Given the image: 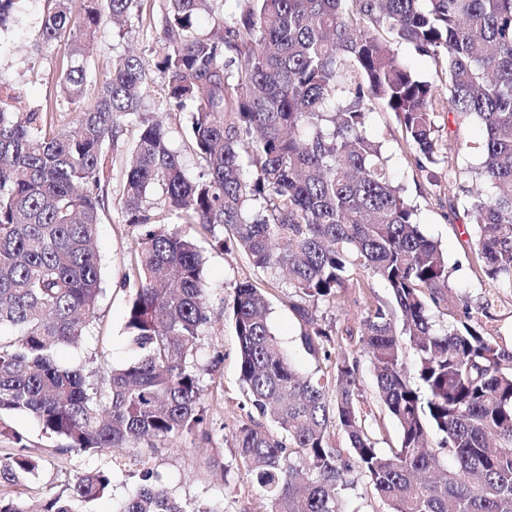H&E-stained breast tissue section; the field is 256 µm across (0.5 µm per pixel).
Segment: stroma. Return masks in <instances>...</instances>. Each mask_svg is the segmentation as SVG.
Here are the masks:
<instances>
[{
	"instance_id": "1",
	"label": "stroma",
	"mask_w": 512,
	"mask_h": 512,
	"mask_svg": "<svg viewBox=\"0 0 512 512\" xmlns=\"http://www.w3.org/2000/svg\"><path fill=\"white\" fill-rule=\"evenodd\" d=\"M159 11L157 0H143L142 12L116 24L104 18L103 35L94 46L92 66L95 83L89 86L85 105L95 101L96 85L109 76L112 61L126 51L150 57L156 48L153 19ZM45 0H19L17 21L0 33V81L19 88L27 107H39L60 99L58 76L64 63L61 48L41 44ZM159 90H152L144 107L151 118L163 121L172 135L190 176L202 171L187 140V115L158 110ZM436 136L440 142L454 137L467 138L464 152L449 155L438 164L418 169L413 157L401 149V128L395 113L378 110L369 116V130L383 142L391 157L392 176L402 186L406 201L417 210L422 232L439 243L448 263V303L435 313L439 325L458 319L463 304H470L490 335L491 341L512 351V287L492 283L483 271L477 255V226L470 215V191L475 187V170L482 162L484 132L474 120L449 121L447 113L435 115ZM139 226L127 223L120 208H113L98 229L97 248L101 257L105 292L98 319L80 345L60 351L66 364L86 363L97 356L114 365L128 362L131 355L125 339L126 313L131 295L126 275L133 260ZM204 277L210 287L211 323L204 346L198 354L206 387L207 418L192 432L166 440H151L145 458L159 473L166 487L188 508L211 507L215 512H270L271 502L236 465L232 441L234 426L246 419L243 388L239 379L238 339L232 322L224 314V301L235 282L254 281L269 291L270 324L292 363L305 372H313L316 362L301 347L300 325L289 306L288 290L281 279L255 267L239 250L222 253L206 250ZM356 304L341 313L329 304L320 311L337 328H359L367 305L386 302L390 290L379 278L368 279L355 294ZM359 380L366 408L372 414L368 422L383 449L396 447L398 430L394 420L377 402V386L367 358L359 360ZM10 428L23 434L32 452L41 457L37 476L21 479L16 490L33 503L47 494H62L77 474L94 468H110L117 476L109 494L89 503L76 504V512H113L133 486V456L119 457L99 452L60 453L56 440L44 435L30 417L18 414L5 419Z\"/></svg>"
}]
</instances>
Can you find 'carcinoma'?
<instances>
[{
	"mask_svg": "<svg viewBox=\"0 0 512 512\" xmlns=\"http://www.w3.org/2000/svg\"><path fill=\"white\" fill-rule=\"evenodd\" d=\"M142 2L55 0L43 20L45 45L66 57L60 85L74 129L54 128L41 108L20 111L21 91L0 88V415L30 416L65 450L109 453L202 424L205 245L222 249L229 239L255 267L284 276L301 345L319 363L302 375L272 330L266 291L236 283L229 316L250 411L232 440L271 512H345L354 470L386 512H512V352L492 344L466 304L459 320L435 328L447 262L368 129L376 106L395 113L424 169L445 150L467 148L439 144L436 112L481 123L480 178L491 195L471 202L477 248L489 279L512 285V0H235L229 24L219 0H165L152 58L117 57L85 106L102 14L127 18ZM206 15L213 26L203 34ZM403 43L444 82L401 63ZM151 71L161 79L160 106L190 113L192 151L204 166L197 178L162 124L141 112ZM128 126L131 162L114 188L104 147ZM157 186L174 223L153 211ZM114 199L127 223L144 227L125 322L133 359L65 365L57 350L97 319L95 240ZM353 273L391 289L393 303L366 309L356 342L399 431V446L387 451L361 406L357 350L332 356L338 333L319 315L321 304L345 306ZM433 430L453 457L449 468L429 446ZM336 431L349 448L333 444ZM0 435L13 443L0 456V512H32L9 488L36 476L41 458L21 434ZM112 479L103 469L78 474L67 496L46 497L39 512H75L74 501L103 497ZM114 512L188 510L144 463Z\"/></svg>",
	"mask_w": 512,
	"mask_h": 512,
	"instance_id": "carcinoma-1",
	"label": "carcinoma"
}]
</instances>
